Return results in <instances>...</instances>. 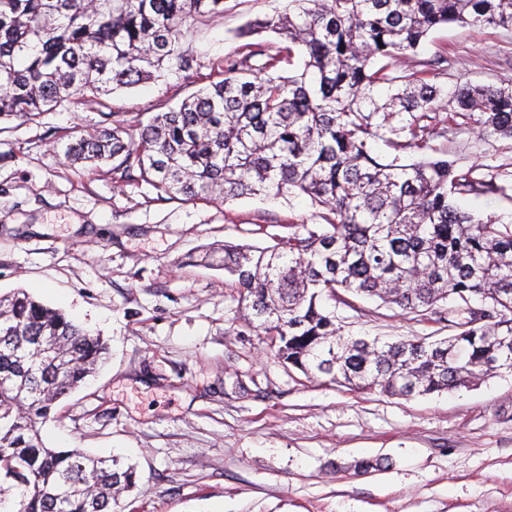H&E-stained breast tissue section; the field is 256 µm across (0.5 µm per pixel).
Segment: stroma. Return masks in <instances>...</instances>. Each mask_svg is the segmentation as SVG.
Returning a JSON list of instances; mask_svg holds the SVG:
<instances>
[{
	"label": "stroma",
	"instance_id": "stroma-1",
	"mask_svg": "<svg viewBox=\"0 0 512 512\" xmlns=\"http://www.w3.org/2000/svg\"><path fill=\"white\" fill-rule=\"evenodd\" d=\"M286 3L224 0L223 16L187 34L195 70L0 123V296L24 290L110 345L43 440L135 467L113 512H512V375L411 398L356 392L308 379L243 321L232 277L206 252L320 230L308 197L172 199L63 155L68 137L109 114L134 125L207 86L243 46L238 31ZM440 55L448 67L434 81L445 90L465 79L512 85V30L445 25L401 66L416 71ZM399 156L482 164L505 193L456 202L512 224L511 140L462 124ZM336 315L353 337L448 333L371 298ZM377 458L385 469L356 472Z\"/></svg>",
	"mask_w": 512,
	"mask_h": 512
}]
</instances>
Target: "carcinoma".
<instances>
[{
	"instance_id": "1",
	"label": "carcinoma",
	"mask_w": 512,
	"mask_h": 512,
	"mask_svg": "<svg viewBox=\"0 0 512 512\" xmlns=\"http://www.w3.org/2000/svg\"><path fill=\"white\" fill-rule=\"evenodd\" d=\"M222 14L224 0H0V121L192 71L188 21ZM453 23L512 30V0H288L240 33L278 35L276 53L247 43L224 57L220 80L135 129L114 112L112 126L64 154L118 159L116 169L139 171L171 199L309 196L327 210L321 231L267 248L224 245L248 325L309 379L406 398L474 386L512 373V225L455 200L504 187L478 166L386 160L373 148H420L459 118L482 137L512 139V87L465 81L450 108L432 64L398 67ZM350 295L439 316L450 335L347 338L322 301L349 306ZM107 355L62 310L23 290L0 297V482L21 489L9 512H112L135 484L133 467L48 448L41 436Z\"/></svg>"
}]
</instances>
